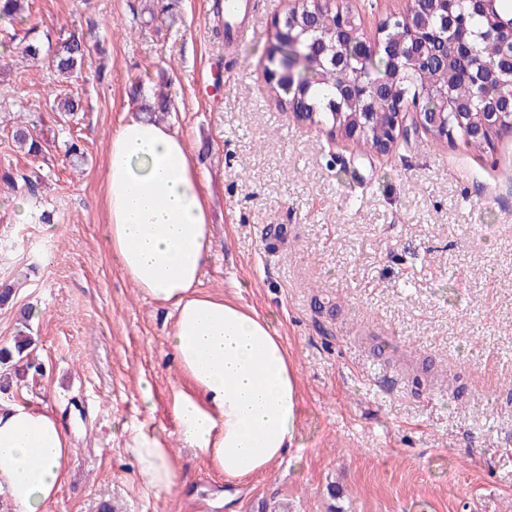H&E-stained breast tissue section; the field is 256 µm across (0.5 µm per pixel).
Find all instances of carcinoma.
I'll return each mask as SVG.
<instances>
[{
    "mask_svg": "<svg viewBox=\"0 0 512 512\" xmlns=\"http://www.w3.org/2000/svg\"><path fill=\"white\" fill-rule=\"evenodd\" d=\"M28 0H0V26L16 27L25 21ZM503 3H496V11L487 14L474 8L471 0H455L448 19L437 11L428 16L432 27L448 25V35L464 40L468 49L453 53L451 44L443 41L434 45L432 52L410 60L408 56H372L363 48L364 40L355 34L351 43H336L337 14L325 5L307 0L305 11L295 21L294 41L285 43L282 51L292 57L293 74L271 86L280 104L293 107L307 116H319L321 121L340 128L346 125L348 115L362 111L361 106L342 99V88L355 82L363 70L380 83L377 91L368 92V109L386 113L397 96L420 99L428 112H443L442 126L446 137L465 138L458 125L457 104L465 103L470 112L483 111L486 100H512V75L501 69L502 48L493 39L497 17L503 15ZM88 53L87 43L74 35L59 38L56 50L42 55L41 46L33 41L21 43V54L32 64L46 63L58 74L71 79ZM321 56L322 65L313 69L310 58ZM441 88L448 93V108L434 99L432 91ZM53 109L74 118L82 110L80 100L62 91L53 101ZM385 133V123H376L358 138L361 145L375 148ZM12 139L19 148L36 156L43 150L36 124L20 120L12 127ZM31 344L27 339L14 341L13 348H0V364L15 373L29 367L25 350Z\"/></svg>",
    "mask_w": 512,
    "mask_h": 512,
    "instance_id": "carcinoma-1",
    "label": "carcinoma"
}]
</instances>
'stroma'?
I'll return each mask as SVG.
<instances>
[{
    "instance_id": "obj_1",
    "label": "stroma",
    "mask_w": 512,
    "mask_h": 512,
    "mask_svg": "<svg viewBox=\"0 0 512 512\" xmlns=\"http://www.w3.org/2000/svg\"><path fill=\"white\" fill-rule=\"evenodd\" d=\"M214 2L168 16L153 0H29L24 24L0 27V285L14 288L0 348L33 339L0 406L53 409L71 433L75 467L49 512H512V134L467 149L409 118L389 152L360 150L283 111L263 79L288 0H244L255 35L232 47ZM334 2L369 44L408 6ZM71 33L104 47L67 87L85 108L75 123L51 109L54 70L18 50ZM138 76L145 98L168 93L160 121L186 139L212 213L202 290L273 316L296 369L294 444L259 477L224 479L181 440L169 310L107 241L108 148L141 111ZM32 115L37 158L11 137ZM134 432L168 448L173 491L139 475Z\"/></svg>"
}]
</instances>
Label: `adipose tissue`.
Masks as SVG:
<instances>
[{
  "label": "adipose tissue",
  "instance_id": "obj_1",
  "mask_svg": "<svg viewBox=\"0 0 512 512\" xmlns=\"http://www.w3.org/2000/svg\"><path fill=\"white\" fill-rule=\"evenodd\" d=\"M106 175L112 252L124 275L173 319L171 346L191 385L172 401L181 435L225 479L265 472L292 445L297 377L271 316L199 289L212 237L186 140L128 116L112 133ZM131 452L151 488L178 485L157 438L133 435ZM74 455L54 411L0 407V490L15 512H45L67 483Z\"/></svg>",
  "mask_w": 512,
  "mask_h": 512
}]
</instances>
